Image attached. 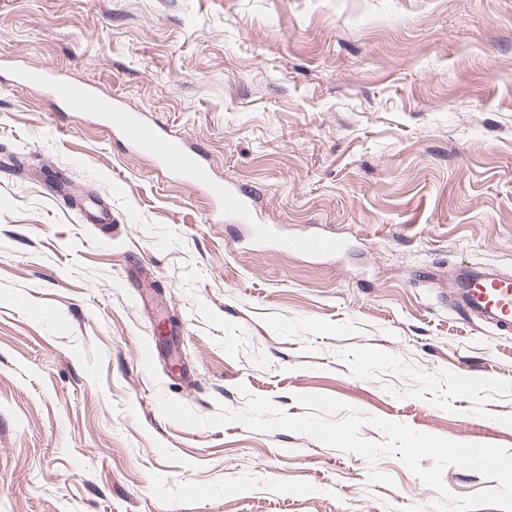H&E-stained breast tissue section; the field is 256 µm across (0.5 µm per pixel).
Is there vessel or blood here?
<instances>
[{
	"mask_svg": "<svg viewBox=\"0 0 512 512\" xmlns=\"http://www.w3.org/2000/svg\"><path fill=\"white\" fill-rule=\"evenodd\" d=\"M21 80L48 85L52 97L61 102L66 111L98 118L106 132L128 138L139 155L204 188L216 206V220L229 217L236 223L248 225L253 238L269 236V226L256 217L252 197L225 183L184 138L163 136L144 113L130 111L112 95L76 86L46 70L24 72ZM286 247L296 253L329 257L342 252V244L336 236L313 232L287 239ZM450 298L455 308L469 315L474 323L501 331L512 330V276L479 266H460Z\"/></svg>",
	"mask_w": 512,
	"mask_h": 512,
	"instance_id": "obj_1",
	"label": "vessel or blood"
}]
</instances>
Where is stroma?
Wrapping results in <instances>:
<instances>
[{"instance_id":"obj_1","label":"stroma","mask_w":512,"mask_h":512,"mask_svg":"<svg viewBox=\"0 0 512 512\" xmlns=\"http://www.w3.org/2000/svg\"><path fill=\"white\" fill-rule=\"evenodd\" d=\"M31 66L187 138L270 236ZM312 231L342 262L283 247ZM465 262L512 275V0H0V512L430 506L398 457L157 396L323 395L512 452V332L452 307Z\"/></svg>"}]
</instances>
